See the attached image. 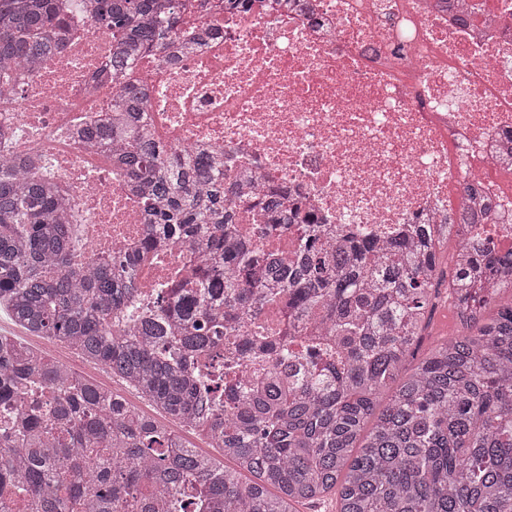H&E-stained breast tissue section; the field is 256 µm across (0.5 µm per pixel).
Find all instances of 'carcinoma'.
Listing matches in <instances>:
<instances>
[{"label": "carcinoma", "mask_w": 512, "mask_h": 512, "mask_svg": "<svg viewBox=\"0 0 512 512\" xmlns=\"http://www.w3.org/2000/svg\"><path fill=\"white\" fill-rule=\"evenodd\" d=\"M82 12L112 36V111L91 144L112 150L150 212L142 255L184 242L199 280L133 305L135 256L73 268L71 215L26 158L0 160V306L32 336L103 364L152 407L202 430L203 453L122 396L0 336V406L40 381L20 433L0 429V512H299L332 495L336 512H512V249L477 233L468 272L447 273L448 227L343 249L267 251L236 234V188L195 151L154 139L144 93L125 79L137 53L167 55L176 0H0V81L33 70ZM261 233L304 224L280 189L262 194ZM448 283L451 338L416 358ZM278 305L288 326L261 338L264 374L236 391L247 365L214 363L211 337L239 340ZM417 359L412 368L405 363Z\"/></svg>", "instance_id": "obj_1"}]
</instances>
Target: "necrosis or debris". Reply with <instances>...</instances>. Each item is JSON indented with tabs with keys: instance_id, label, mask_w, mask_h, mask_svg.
<instances>
[{
	"instance_id": "1",
	"label": "necrosis or debris",
	"mask_w": 512,
	"mask_h": 512,
	"mask_svg": "<svg viewBox=\"0 0 512 512\" xmlns=\"http://www.w3.org/2000/svg\"><path fill=\"white\" fill-rule=\"evenodd\" d=\"M190 0L180 33L190 48L166 63L142 54L128 72L146 92V125L168 148L222 150L225 173L255 178L246 208L275 187L307 205L309 220L349 224L385 239L408 224H450L458 244L466 209L485 206L486 234L512 248V186L488 175L512 137V0ZM474 13L476 30L456 16ZM110 35L80 23L64 51L24 74L0 99V135L34 152L66 191L75 263L134 249L147 214L112 155L77 130L111 111L115 88L99 71ZM190 257L166 245L138 264L152 297Z\"/></svg>"
}]
</instances>
